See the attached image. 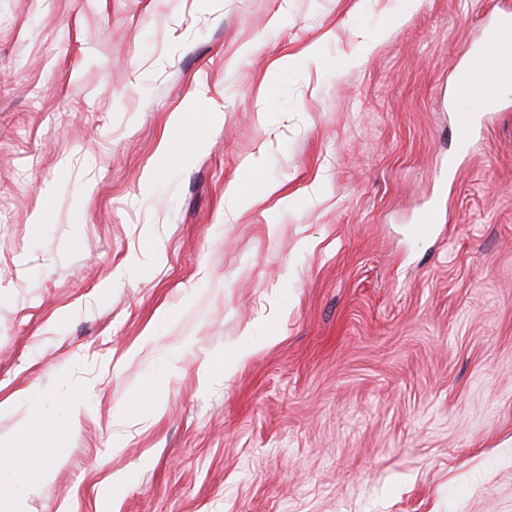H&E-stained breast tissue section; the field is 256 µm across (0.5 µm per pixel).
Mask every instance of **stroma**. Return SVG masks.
<instances>
[{"label":"stroma","mask_w":512,"mask_h":512,"mask_svg":"<svg viewBox=\"0 0 512 512\" xmlns=\"http://www.w3.org/2000/svg\"><path fill=\"white\" fill-rule=\"evenodd\" d=\"M396 7L0 0V438L82 399L0 512H512V86L465 154L453 90L512 0Z\"/></svg>","instance_id":"35a3bbf8"}]
</instances>
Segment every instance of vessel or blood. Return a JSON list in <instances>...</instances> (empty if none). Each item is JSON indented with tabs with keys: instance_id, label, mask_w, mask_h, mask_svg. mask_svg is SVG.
<instances>
[{
	"instance_id": "b4317fda",
	"label": "vessel or blood",
	"mask_w": 512,
	"mask_h": 512,
	"mask_svg": "<svg viewBox=\"0 0 512 512\" xmlns=\"http://www.w3.org/2000/svg\"><path fill=\"white\" fill-rule=\"evenodd\" d=\"M512 45V13L493 15L487 22V35L475 50L472 61L459 71L455 94L465 99L479 93L485 110L498 106V86L512 81V56L505 47ZM460 149H467L481 129V119L475 112H460L455 116Z\"/></svg>"
}]
</instances>
